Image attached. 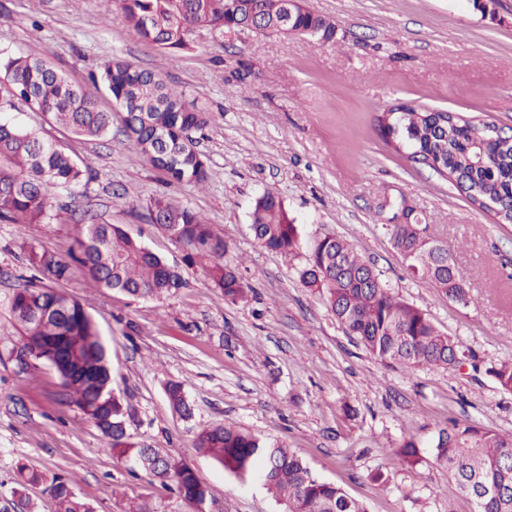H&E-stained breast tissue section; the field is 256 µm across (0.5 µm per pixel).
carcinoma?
Here are the masks:
<instances>
[{
  "instance_id": "obj_1",
  "label": "carcinoma",
  "mask_w": 512,
  "mask_h": 512,
  "mask_svg": "<svg viewBox=\"0 0 512 512\" xmlns=\"http://www.w3.org/2000/svg\"><path fill=\"white\" fill-rule=\"evenodd\" d=\"M121 14L137 39L169 51L192 47L197 32L222 35L242 31L255 13L263 28H291L319 43L335 38L327 17L300 3L287 13L286 0H104ZM290 24H284L285 20ZM7 93L47 115L54 125L85 140H96L112 128V113L99 107L109 96L123 112L127 140L172 185L203 186L208 171L194 134L210 124L209 113L186 102L181 91L167 86L155 72L125 60L104 64L100 78L76 85L44 59L0 56ZM378 128L392 148L449 181L469 202L490 213L498 224H512V136L497 134L492 124L465 119L455 112H424L416 106L388 108L377 116ZM90 166L61 145L26 131L0 115V222L25 228L49 224L58 212L71 211L79 223L69 257L27 246V261L49 281H66L78 268L98 287L138 298L171 294L185 286L180 272L165 264L114 224H101L88 212L54 204L55 196L86 186ZM152 220L186 250L213 285L231 302L247 298L248 287L222 262L224 237L197 212L167 196L146 202ZM251 229L266 249L288 255L299 242V227L280 198L267 191L251 212ZM394 247L408 260L413 275L464 302L467 275L443 245L420 237L410 224H389ZM300 279L326 300L345 332L386 366H435L457 371L468 364L484 371L504 391L512 392V362L481 365L459 349L419 308L389 292L375 270L344 240L315 239ZM12 312L23 328V346L46 356L60 379L56 401L87 416L112 441L113 455L172 484L187 504L217 502L186 465L172 461L165 469L152 465L148 449L130 441L123 408L112 390L107 347L84 308L68 294L48 285L24 284L15 290ZM40 312L47 321L33 319ZM170 406L190 414L182 384L166 387ZM437 458L473 502L474 512H512V435L482 425L454 422L434 439ZM195 448L242 479L260 481L285 512H367L366 506L342 488L316 477L303 459L283 444L235 428L201 431ZM56 512H93L64 484L52 487Z\"/></svg>"
}]
</instances>
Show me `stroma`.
I'll list each match as a JSON object with an SVG mask.
<instances>
[{"label":"stroma","instance_id":"stroma-1","mask_svg":"<svg viewBox=\"0 0 512 512\" xmlns=\"http://www.w3.org/2000/svg\"><path fill=\"white\" fill-rule=\"evenodd\" d=\"M336 24V39L203 30L189 51L132 38L104 0H0V51L49 60L77 84L121 58L159 73L211 115L197 137L204 188L169 184L137 155L120 126L94 141L51 126L0 92V112L77 154L92 180L78 209L115 224L175 267L173 295L139 299L73 276L60 288L92 318L112 360V389L127 434L190 467L224 512H283L265 489L242 481L194 446L216 426L286 443L321 479L368 512H472L432 442L451 421L512 434V392L471 368L386 366L348 336L325 300L299 277L314 238L344 239L390 292L423 310L460 349L512 361V224L495 223L453 185L395 153L374 117L414 102L512 128V0L494 15L472 0H307ZM270 190L299 227L289 255L261 247L250 227ZM164 194L204 215L223 235V261L248 286L225 299L181 245L151 223L145 202ZM407 201L426 236L444 243L469 275L460 304L413 276L387 230ZM72 221L19 229L0 223V512H55L50 488L71 482L94 512H194L143 472H130L80 411L60 406L50 365L20 368L23 340L11 313L17 286L34 278L33 244L67 254ZM184 386L190 417L176 413L168 383ZM414 437L413 456L401 445ZM39 480L22 484V474Z\"/></svg>","mask_w":512,"mask_h":512}]
</instances>
